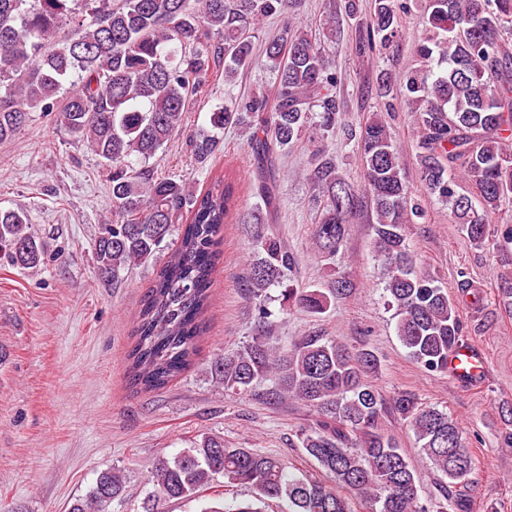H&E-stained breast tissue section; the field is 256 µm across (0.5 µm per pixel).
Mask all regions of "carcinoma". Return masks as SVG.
Segmentation results:
<instances>
[{
    "mask_svg": "<svg viewBox=\"0 0 512 512\" xmlns=\"http://www.w3.org/2000/svg\"><path fill=\"white\" fill-rule=\"evenodd\" d=\"M0 0V141L14 137L31 113L57 121L95 154L111 179L109 221L97 225L93 257L98 274L114 281L137 264L158 258L161 243L181 230L177 248L157 270L138 313L129 359L131 382L153 391L184 372L206 332L208 289L218 235L236 218L265 223L263 209L244 207L237 181L215 175L194 193L182 179L159 177L150 159L183 127L188 104L224 63V85L259 65L274 75L273 95L227 96L210 112V128L191 142L205 163L224 130L248 131L255 178L273 177L274 159L313 128L321 133L308 161L306 181L323 207L312 230L315 253L343 252L348 224L362 204L370 207L373 251L382 268L396 334L425 370L447 369L448 354L464 344V304L483 294L469 280L461 297L417 269L405 229L425 218L405 180L404 163L387 122L375 115L359 127H342L359 154L364 182L346 181L336 162L339 71L317 40L297 23L302 0ZM406 0H371L370 20L355 30L360 54L397 46ZM426 30L415 48L419 67L396 76L381 71L376 94L384 108L402 102L414 114L415 158L425 193L448 206L468 242L500 257L495 301L512 315V224L491 230V220L512 205V0H424ZM275 18L279 33L256 58L261 22ZM69 29L60 33L63 24ZM248 299L254 310L252 340L212 368L233 393L266 377L280 395L313 408L315 423L299 434L302 448L331 481L289 473L278 457L230 448L224 438L202 435L171 458L157 461L155 491L143 512L161 502L194 499L222 478L250 487L256 501L223 511L262 512L258 504L283 501L288 512H351L345 490L369 512H471L462 488L469 484L473 441L445 410L424 406L415 394L385 399L369 376L376 353L335 338L308 334L285 347L269 343L276 318L269 290L280 289L281 310L314 315L353 290L340 277L329 288H297L283 281L292 256L275 236L256 231ZM48 256L44 238L23 210L0 209V259L38 272ZM406 420L422 454L440 474L435 497L421 501L415 470L396 439L378 428L387 409ZM502 444L512 448V404L500 407ZM125 480L112 468L99 473L69 512H112Z\"/></svg>",
    "mask_w": 512,
    "mask_h": 512,
    "instance_id": "carcinoma-1",
    "label": "carcinoma"
}]
</instances>
